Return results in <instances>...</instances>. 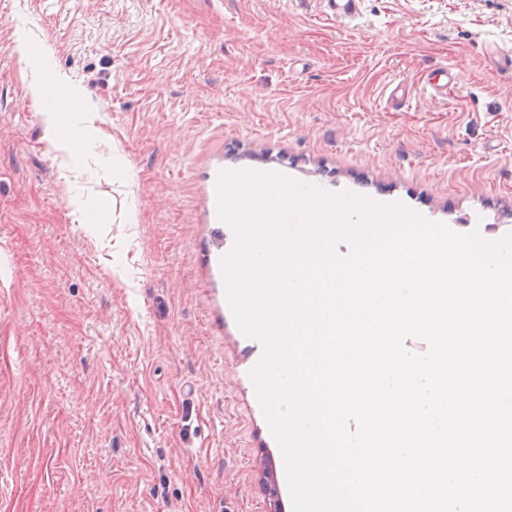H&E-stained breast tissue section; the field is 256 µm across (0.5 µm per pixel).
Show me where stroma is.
I'll list each match as a JSON object with an SVG mask.
<instances>
[{
    "label": "stroma",
    "instance_id": "1",
    "mask_svg": "<svg viewBox=\"0 0 512 512\" xmlns=\"http://www.w3.org/2000/svg\"><path fill=\"white\" fill-rule=\"evenodd\" d=\"M20 38L94 123L33 105ZM509 56L512 0H363L352 21L315 0H0V512H292L206 176L278 172L501 239Z\"/></svg>",
    "mask_w": 512,
    "mask_h": 512
}]
</instances>
